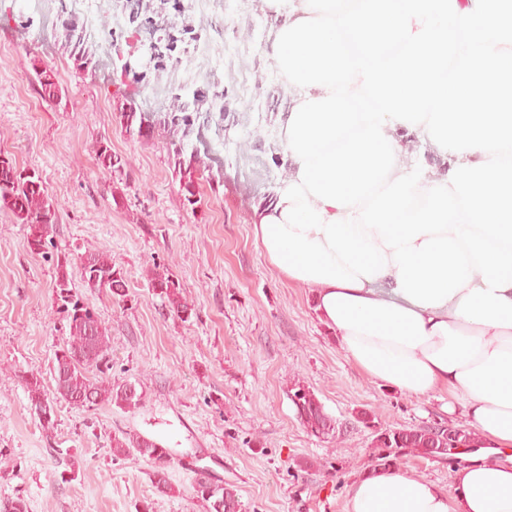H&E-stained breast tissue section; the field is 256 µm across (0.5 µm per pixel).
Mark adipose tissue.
Listing matches in <instances>:
<instances>
[{"instance_id": "ef3b65f1", "label": "adipose tissue", "mask_w": 512, "mask_h": 512, "mask_svg": "<svg viewBox=\"0 0 512 512\" xmlns=\"http://www.w3.org/2000/svg\"><path fill=\"white\" fill-rule=\"evenodd\" d=\"M286 176L255 206L363 374L448 395L484 454L442 486L371 466L347 512H512V0H260Z\"/></svg>"}]
</instances>
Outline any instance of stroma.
Wrapping results in <instances>:
<instances>
[{
    "label": "stroma",
    "instance_id": "stroma-1",
    "mask_svg": "<svg viewBox=\"0 0 512 512\" xmlns=\"http://www.w3.org/2000/svg\"><path fill=\"white\" fill-rule=\"evenodd\" d=\"M201 28L198 46L145 83L114 77L112 33L126 27L125 0H67L83 25L81 48L99 63L77 72L63 49L58 0H0V151L38 172L57 206L55 243L65 254L97 250L122 273L127 296L83 299L110 336L112 383L139 382L146 398L130 413L103 405L55 407L44 431L19 379L52 389L63 322L55 270L24 246V228L0 211V501L23 496L31 512H200L190 497L202 464L235 485L242 512H347V492L375 464L377 435L403 426L465 428L434 397L390 390L361 374L308 289L281 279L256 247L253 208L286 174L276 125L288 92L260 52L269 26L259 0H183ZM34 17L30 30L13 16ZM51 69L60 92L35 80ZM223 93L221 107L193 113L189 144L201 160V202H183L174 147L163 127L130 138L118 110L135 98L166 111L178 91ZM120 160L97 163L101 139ZM178 281L193 304L171 316L154 273ZM307 385L336 421L316 437L295 416L291 383ZM136 430L182 453L168 470L173 494L154 488L150 465L113 459L115 434Z\"/></svg>",
    "mask_w": 512,
    "mask_h": 512
}]
</instances>
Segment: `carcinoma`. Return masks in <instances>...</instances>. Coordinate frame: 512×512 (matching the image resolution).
Wrapping results in <instances>:
<instances>
[{
  "mask_svg": "<svg viewBox=\"0 0 512 512\" xmlns=\"http://www.w3.org/2000/svg\"><path fill=\"white\" fill-rule=\"evenodd\" d=\"M138 5L136 19L129 22L131 37L149 35L159 44L165 55L161 59H152L143 53V45L132 47L121 64V75L132 77L136 84L142 83L148 71L159 70L166 63L178 59L188 52L189 47L201 39V30L188 22L183 14L181 0H156L142 6ZM78 20L69 15L62 20L64 29L63 48L69 51L75 70L86 73L95 72L97 63L91 54L71 47L73 34L78 29ZM206 99L205 93L195 90L190 95L177 93L166 113L152 120L131 97L127 109L119 113L122 127L129 136H144V131L158 122L179 136L175 141V170L179 176L181 193L185 205L196 208L200 203L197 177L199 158L196 148H187V139L191 133L190 111H198L199 103ZM0 210L13 214L26 228V248L47 262H53L55 269L54 293L57 310L65 321V336L54 354L53 397H48L42 381L37 375L22 374L23 382L30 401V408L36 410L43 405L54 406L65 402L71 406L92 409L102 404L116 406L123 411L133 412L145 402L144 391L136 384L126 382L113 385L103 375L110 369L108 347L110 336L108 328L100 320L95 309L89 306L83 297L73 288L67 266L71 261L77 265L89 264L96 275L90 276L80 271L82 285L90 292L105 289L110 281L114 288L110 294L117 302L124 301L125 283L121 272L112 266V260L100 252L86 251L69 259L68 256L56 257L54 234L57 226V208L48 195L42 177L27 172L17 166L9 155L0 157ZM161 286L160 298L164 307L173 316L186 321L192 315L191 305L182 295L180 284L172 278L157 273L152 278V286ZM91 395L92 400L80 405L76 399ZM296 417L308 432L315 436H328L335 430L333 419L324 411L316 394L309 387L297 382L288 388ZM439 435L431 427H402L385 430L376 437L377 447L387 453L380 454L377 460L381 464H391V455L400 449L411 448L425 457L434 453L438 447ZM112 456L115 458L135 456L149 462L152 466L153 484L158 492L169 494L173 487L168 478V468L176 459L177 453L164 447L140 433L123 432L112 437ZM191 498L204 509V512H240L241 504L234 485L221 479H214L196 473L191 485Z\"/></svg>",
  "mask_w": 512,
  "mask_h": 512,
  "instance_id": "1",
  "label": "carcinoma"
}]
</instances>
